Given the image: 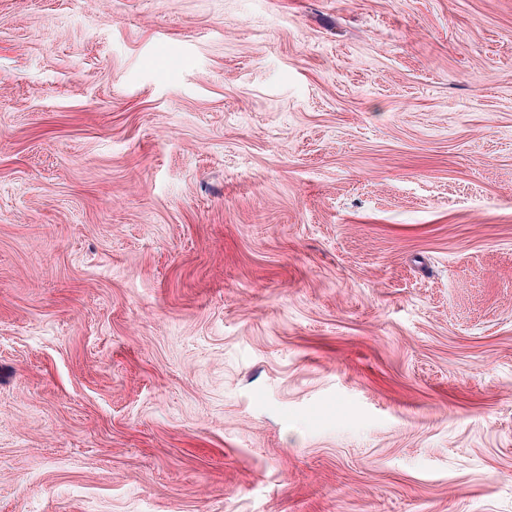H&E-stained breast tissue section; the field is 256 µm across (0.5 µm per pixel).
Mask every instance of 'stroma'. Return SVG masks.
<instances>
[{
	"label": "stroma",
	"mask_w": 512,
	"mask_h": 512,
	"mask_svg": "<svg viewBox=\"0 0 512 512\" xmlns=\"http://www.w3.org/2000/svg\"><path fill=\"white\" fill-rule=\"evenodd\" d=\"M0 512H512V0H0Z\"/></svg>",
	"instance_id": "1"
}]
</instances>
